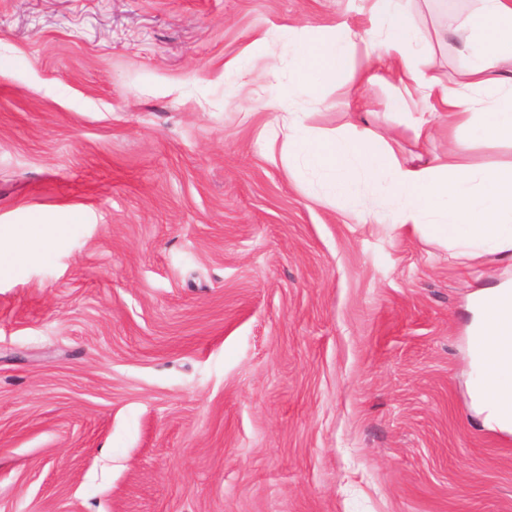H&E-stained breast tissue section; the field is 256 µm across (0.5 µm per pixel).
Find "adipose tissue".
I'll use <instances>...</instances> for the list:
<instances>
[{
    "instance_id": "1",
    "label": "adipose tissue",
    "mask_w": 512,
    "mask_h": 512,
    "mask_svg": "<svg viewBox=\"0 0 512 512\" xmlns=\"http://www.w3.org/2000/svg\"><path fill=\"white\" fill-rule=\"evenodd\" d=\"M409 0H370L369 33L375 46L395 61L404 92L400 106L419 97L431 111L416 121L418 135L431 133L434 116L447 115L449 124L475 125L478 135L512 137V76L492 108L480 111L468 91L490 83L493 70L512 73V0H480L479 9L464 27L468 67L455 86L426 78L418 67L417 31ZM358 42L348 28L320 45L302 47L299 64L310 82L342 80ZM283 145L327 174L335 189L346 188L356 176L386 181L399 207L392 217L398 227L422 229L428 236L478 256L488 252L512 264V167L475 168L463 160L464 142L444 159L426 166H406L396 160L383 138L358 134L324 136L300 123L283 124L277 131ZM58 225L32 224L12 229L8 258L14 262L38 259L60 234ZM470 355L472 393L483 427L512 433V285L479 288L471 302Z\"/></svg>"
}]
</instances>
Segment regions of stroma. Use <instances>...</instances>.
<instances>
[{
    "mask_svg": "<svg viewBox=\"0 0 512 512\" xmlns=\"http://www.w3.org/2000/svg\"><path fill=\"white\" fill-rule=\"evenodd\" d=\"M479 6L412 0L424 72L459 75ZM337 26L364 31V0H0V228L65 227L0 267V512H512V434L465 385L470 295L512 267L271 156L296 117L447 156L389 58L293 91Z\"/></svg>",
    "mask_w": 512,
    "mask_h": 512,
    "instance_id": "obj_1",
    "label": "stroma"
}]
</instances>
